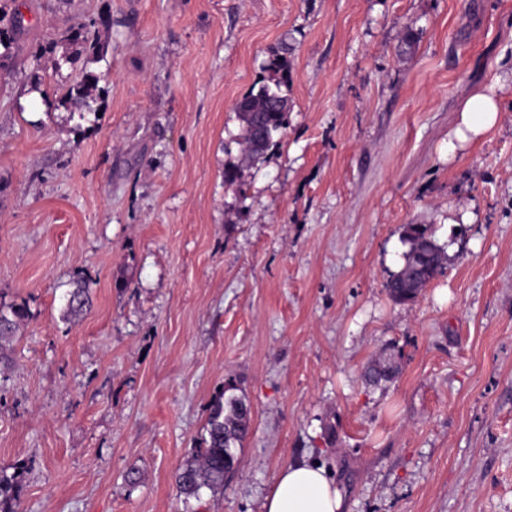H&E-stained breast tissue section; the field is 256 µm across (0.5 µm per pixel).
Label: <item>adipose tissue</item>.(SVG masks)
<instances>
[{"mask_svg":"<svg viewBox=\"0 0 512 512\" xmlns=\"http://www.w3.org/2000/svg\"><path fill=\"white\" fill-rule=\"evenodd\" d=\"M499 117L496 89L474 95L448 141L449 154L479 141L497 125ZM343 507L344 497L331 471L315 461L300 459L281 467L261 512H342Z\"/></svg>","mask_w":512,"mask_h":512,"instance_id":"obj_1","label":"adipose tissue"}]
</instances>
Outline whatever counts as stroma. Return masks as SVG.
I'll use <instances>...</instances> for the list:
<instances>
[{"label":"stroma","mask_w":512,"mask_h":512,"mask_svg":"<svg viewBox=\"0 0 512 512\" xmlns=\"http://www.w3.org/2000/svg\"><path fill=\"white\" fill-rule=\"evenodd\" d=\"M0 2L25 17L0 70V302L29 312L0 469L28 467L25 512H260L302 457L349 512H512V0ZM103 13L82 121L25 75L54 87L47 46ZM276 55L288 127L227 187L235 105ZM490 86L499 123L449 157ZM409 224L448 265L398 304ZM80 279L91 307L64 318ZM389 354L399 376L367 384ZM228 384L252 411L237 471L184 500Z\"/></svg>","instance_id":"35a3bbf8"}]
</instances>
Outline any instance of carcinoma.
<instances>
[{
	"label": "carcinoma",
	"mask_w": 512,
	"mask_h": 512,
	"mask_svg": "<svg viewBox=\"0 0 512 512\" xmlns=\"http://www.w3.org/2000/svg\"><path fill=\"white\" fill-rule=\"evenodd\" d=\"M0 32L9 36L8 45L0 52V69H7L15 61V38L17 31L14 17L0 15ZM112 28V17L108 14L77 22L58 32L48 50L53 54L52 67L56 72L72 69L82 63L78 76L62 88L58 104L67 109H77L78 117L86 119L99 111V83L101 74L91 68V64L104 58L108 44L100 36V30ZM274 76L262 85L257 92H249L236 104L235 112L240 122L241 160L237 164L224 167V182L229 186L241 180L242 169L258 163L288 126L290 100L282 87L288 85V65L272 62ZM403 241L408 250L403 254V262L392 272L384 288L396 303L414 301L431 281L442 275L446 269L448 255L443 245L435 238L430 224H408ZM90 304L89 283L76 281L75 288L68 293L64 316L77 317ZM28 319L25 306L0 304V349L3 343L17 333ZM398 363L391 357L375 361L367 370L366 378L377 384L388 381L398 373ZM232 386H224V393L213 405L206 425L207 437L203 448L195 457L187 461L176 475L179 493L189 500L200 499L203 490H216L224 487V457L236 455L251 429V408L244 399L226 395ZM27 467L20 464L12 473L0 470V512H22V493Z\"/></svg>",
	"instance_id": "1"
}]
</instances>
